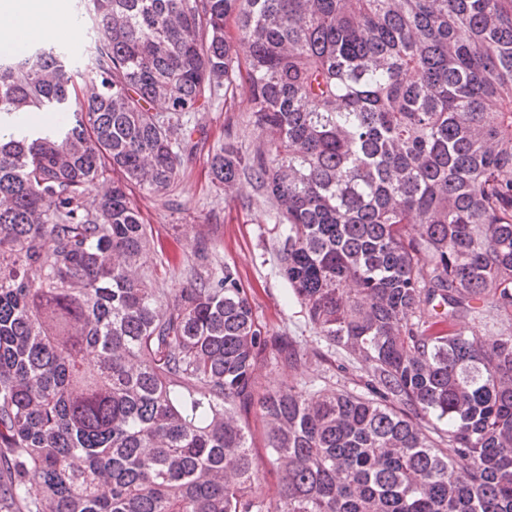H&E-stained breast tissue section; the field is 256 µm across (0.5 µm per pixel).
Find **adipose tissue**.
<instances>
[{
    "mask_svg": "<svg viewBox=\"0 0 512 512\" xmlns=\"http://www.w3.org/2000/svg\"><path fill=\"white\" fill-rule=\"evenodd\" d=\"M75 40L81 35L66 0H0V48L22 49L49 34Z\"/></svg>",
    "mask_w": 512,
    "mask_h": 512,
    "instance_id": "obj_1",
    "label": "adipose tissue"
}]
</instances>
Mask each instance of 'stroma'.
I'll use <instances>...</instances> for the list:
<instances>
[{"instance_id": "1", "label": "stroma", "mask_w": 512, "mask_h": 512, "mask_svg": "<svg viewBox=\"0 0 512 512\" xmlns=\"http://www.w3.org/2000/svg\"><path fill=\"white\" fill-rule=\"evenodd\" d=\"M247 108L242 94L236 98L234 111L216 103L202 118L207 139L181 171L170 195L159 198L136 189L131 199L164 251L179 244L189 250L203 239L209 245L213 269L228 265L236 270L251 294L258 320L271 333L293 337L309 353L303 374L309 380L325 370L312 358L321 343L299 305L284 302L288 284L280 274L275 251L280 234L275 210L248 183H239L236 191L227 195L208 177V156L223 143L225 131H232L243 147L252 150L258 146V134L245 120Z\"/></svg>"}]
</instances>
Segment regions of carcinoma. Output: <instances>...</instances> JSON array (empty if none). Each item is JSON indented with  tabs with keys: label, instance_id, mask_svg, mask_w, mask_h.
Here are the masks:
<instances>
[{
	"label": "carcinoma",
	"instance_id": "obj_1",
	"mask_svg": "<svg viewBox=\"0 0 512 512\" xmlns=\"http://www.w3.org/2000/svg\"><path fill=\"white\" fill-rule=\"evenodd\" d=\"M77 7L82 97L71 47L0 51V503L512 512V332L483 324L512 320V0ZM239 90L267 149L226 137L212 182L273 204L285 303L352 389L262 386L268 357L300 374L308 354L205 245L165 288L130 200L171 192L197 115ZM70 106L53 132L19 127Z\"/></svg>",
	"mask_w": 512,
	"mask_h": 512
}]
</instances>
